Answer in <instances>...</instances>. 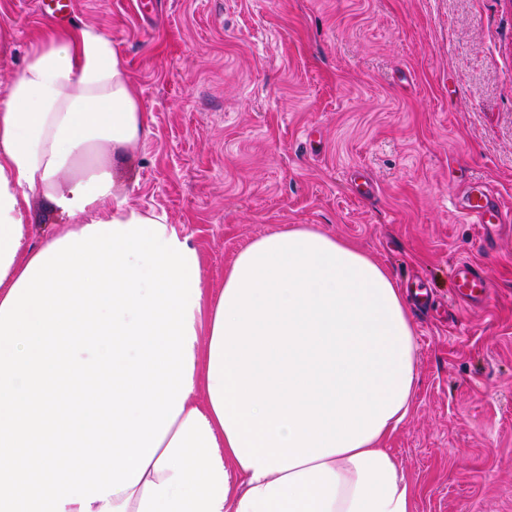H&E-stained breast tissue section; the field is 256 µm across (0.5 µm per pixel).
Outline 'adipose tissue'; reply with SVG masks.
<instances>
[{"label":"adipose tissue","instance_id":"ef3b65f1","mask_svg":"<svg viewBox=\"0 0 512 512\" xmlns=\"http://www.w3.org/2000/svg\"><path fill=\"white\" fill-rule=\"evenodd\" d=\"M145 116L109 36L50 29L0 97V512H414L407 299L298 224L203 279L109 161ZM68 227L31 243V198Z\"/></svg>","mask_w":512,"mask_h":512}]
</instances>
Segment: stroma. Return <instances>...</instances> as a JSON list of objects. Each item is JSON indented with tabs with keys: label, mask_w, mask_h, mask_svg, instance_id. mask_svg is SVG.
<instances>
[{
	"label": "stroma",
	"mask_w": 512,
	"mask_h": 512,
	"mask_svg": "<svg viewBox=\"0 0 512 512\" xmlns=\"http://www.w3.org/2000/svg\"><path fill=\"white\" fill-rule=\"evenodd\" d=\"M71 22L111 37L146 115L121 190L190 238L212 287L253 239L314 224L425 291L385 445L415 512H512V222L487 251L455 210L475 184L512 204V0H75ZM52 25L0 0V95ZM462 258L487 303L455 299Z\"/></svg>",
	"instance_id": "obj_1"
}]
</instances>
